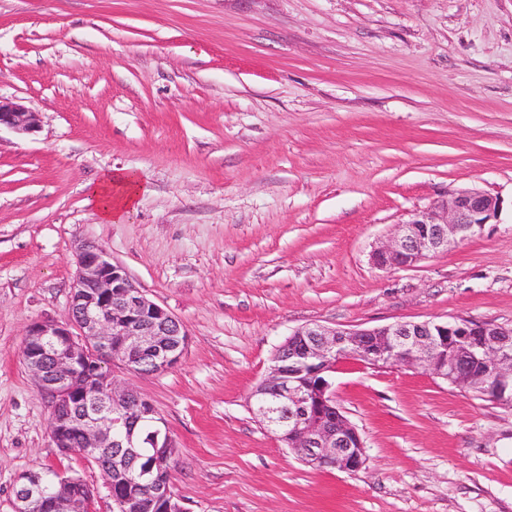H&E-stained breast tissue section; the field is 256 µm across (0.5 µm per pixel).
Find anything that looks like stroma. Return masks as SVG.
<instances>
[{
    "label": "stroma",
    "instance_id": "35a3bbf8",
    "mask_svg": "<svg viewBox=\"0 0 512 512\" xmlns=\"http://www.w3.org/2000/svg\"><path fill=\"white\" fill-rule=\"evenodd\" d=\"M0 512L56 470L113 512L101 471L62 454L22 359L67 322L78 247L106 249L188 334L149 398L178 446L185 512H512V407L420 369L343 360L336 400L359 471L317 469L250 409L276 349L309 323L468 319L512 327V0H0ZM146 182L101 221L87 185ZM477 188L502 211L411 267L372 250ZM37 113L17 102H3L0 98V130L6 127L22 134L37 131Z\"/></svg>",
    "mask_w": 512,
    "mask_h": 512
}]
</instances>
